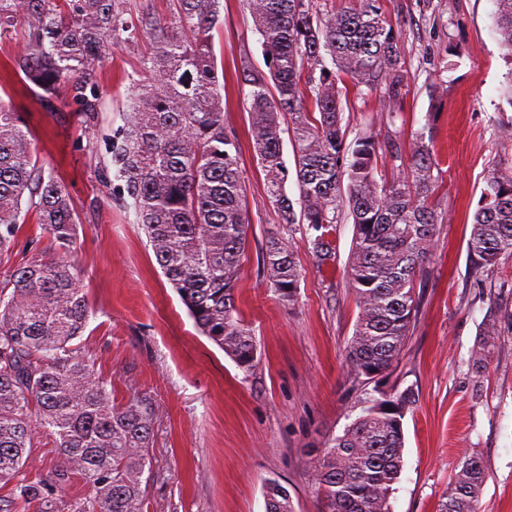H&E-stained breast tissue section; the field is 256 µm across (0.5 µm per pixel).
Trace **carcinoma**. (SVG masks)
Returning <instances> with one entry per match:
<instances>
[{
  "mask_svg": "<svg viewBox=\"0 0 512 512\" xmlns=\"http://www.w3.org/2000/svg\"><path fill=\"white\" fill-rule=\"evenodd\" d=\"M494 3L499 45L512 57V0ZM244 5L262 38L265 68L245 59L238 73L266 201L284 233L266 245V277L282 302H294L301 277L294 236L328 261L334 225L351 218L348 265L359 313L346 363L356 379L371 382L397 362L418 312L416 276L437 242L431 198L439 174L431 136L422 129L409 158L392 155L396 177L379 181L377 158L392 138L371 129L346 143L339 83L383 84L388 101L398 102L405 87L401 33L378 0L324 17L311 0ZM222 23L221 0H168L163 15L146 4L135 16L124 0H0V43L21 36L16 64L28 89L50 107L66 88L87 119L95 112L96 64L105 49L150 45L132 78V112L111 139L112 177L123 183L157 264L197 328L248 372L258 348L235 300L248 245L245 192L211 47ZM284 116L295 144L296 200L286 191ZM24 203L68 253L79 223L73 200L37 164L22 112L0 103V253L15 242ZM467 248L476 271L512 255V160L489 171ZM88 319L87 295L63 257H37L0 284V483L20 478L18 497L44 512H144L155 414L142 400L112 402L73 345ZM479 336L470 355L477 370L499 336L492 295ZM415 402L409 388L362 394L360 414L313 459L325 512H391L403 469V420ZM39 431L53 436L60 469L53 477L21 478ZM71 474L83 476L94 496L60 499L56 483ZM486 478L482 458L464 456L440 512H480ZM263 498L265 512H294L276 479L265 482Z\"/></svg>",
  "mask_w": 512,
  "mask_h": 512,
  "instance_id": "obj_1",
  "label": "carcinoma"
}]
</instances>
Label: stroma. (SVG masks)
<instances>
[{"instance_id": "stroma-1", "label": "stroma", "mask_w": 512, "mask_h": 512, "mask_svg": "<svg viewBox=\"0 0 512 512\" xmlns=\"http://www.w3.org/2000/svg\"><path fill=\"white\" fill-rule=\"evenodd\" d=\"M403 32L406 93L389 104L383 88L347 85L341 96L348 138L367 127L388 132L402 155L430 124L439 169L433 204L438 240L416 284L420 308L404 350L380 389L413 388L403 420V470L392 512H440L465 455L487 466L482 512H512V255L471 270L467 242L487 171L512 157V58L500 48L493 0H379ZM213 50L224 69V122L239 136L249 243L237 305L255 331L259 359L242 371L195 327L163 276L145 232L112 182L109 137L122 126L136 51L108 47L96 69L98 112L85 123L67 98L46 109L13 67L14 43L0 44V102L29 122L39 165L67 187L79 215L69 258L91 316L76 343L116 403L145 399L155 413L147 512H265L262 488L278 480L295 512H324L312 459L360 412L361 388L345 362L358 309L347 267L353 226L331 234L334 260L319 264L307 244L294 304H283L262 268L261 249L279 231L251 138L235 71L241 57L263 66L260 36L242 0H223ZM52 237L27 213L14 246L0 255V280L43 254ZM500 294L489 308L490 291ZM500 336L483 374L470 354L487 310Z\"/></svg>"}]
</instances>
